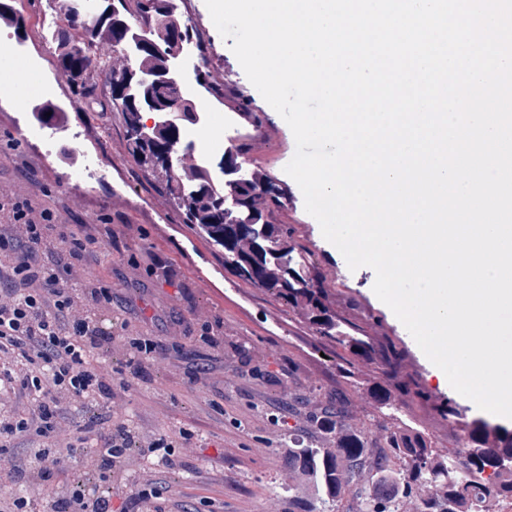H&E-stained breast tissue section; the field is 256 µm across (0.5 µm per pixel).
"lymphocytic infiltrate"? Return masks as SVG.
<instances>
[{
	"mask_svg": "<svg viewBox=\"0 0 512 512\" xmlns=\"http://www.w3.org/2000/svg\"><path fill=\"white\" fill-rule=\"evenodd\" d=\"M105 245L0 184V455L27 449L24 466L0 471V512H112L116 490L129 492L131 512H166L155 467L133 451L157 453L156 466L170 468L177 449L195 443L192 430H158L123 411L171 347L108 318L112 285L90 271ZM108 348L123 353L121 370L97 358ZM95 407L106 411L100 423L73 421V411ZM81 449L95 486L63 476Z\"/></svg>",
	"mask_w": 512,
	"mask_h": 512,
	"instance_id": "f902f5d3",
	"label": "lymphocytic infiltrate"
}]
</instances>
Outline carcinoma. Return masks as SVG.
Segmentation results:
<instances>
[{
	"mask_svg": "<svg viewBox=\"0 0 512 512\" xmlns=\"http://www.w3.org/2000/svg\"><path fill=\"white\" fill-rule=\"evenodd\" d=\"M61 25L56 41L72 57L76 75L66 76L75 97L86 101L85 85L106 74L109 86H126L120 95L110 94L112 111L123 116L127 157L165 183L169 194L185 208L188 224L198 225L218 247L233 259L226 266L245 281L264 288L293 308L305 307L311 328L320 336L354 349L371 350L359 337L360 329L343 323L328 313L322 280L308 250L298 244L290 227L278 224L274 214L283 206L279 188L256 175L246 173L238 179L236 164L245 155V146L224 156L223 181L235 185L238 206L224 208V196L214 192L213 169L201 162L189 147L175 162H170L164 146L180 131V126L195 121L197 109L186 108L185 97L177 84L142 86L130 81L128 58L112 50V41L126 30L129 19L154 28L156 35L136 49V57L154 61L156 71L165 66L166 57L175 54L187 36V28L157 35L167 23L169 0H120L105 18L91 25L70 8V0H58ZM175 101L181 111L180 125L167 121L157 124V133L142 138L137 134L139 113L145 106L164 109ZM267 248L285 261L290 277L281 274L282 266L265 260L254 263L259 250ZM344 400L319 403L306 415L305 433L294 438L290 458L295 471L305 474L313 502L325 512H336L342 499L353 493L352 482L362 483L358 493L372 496L357 502L347 512H493L496 502L512 495V431L476 420L465 442V451L444 458L428 448L418 435L389 430L383 426H354L350 443L336 450L322 447L324 423L342 424ZM408 464L397 469L393 461Z\"/></svg>",
	"mask_w": 512,
	"mask_h": 512,
	"instance_id": "cac0c4a2",
	"label": "carcinoma"
}]
</instances>
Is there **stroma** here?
I'll return each instance as SVG.
<instances>
[{
  "label": "stroma",
  "mask_w": 512,
  "mask_h": 512,
  "mask_svg": "<svg viewBox=\"0 0 512 512\" xmlns=\"http://www.w3.org/2000/svg\"><path fill=\"white\" fill-rule=\"evenodd\" d=\"M15 25L0 26V39L25 43V59L0 61V181L19 195L41 187V198L65 224L83 225L85 232L111 239L97 255L93 275L112 283V313L129 319L140 332L164 337L172 320L193 323L196 316L224 321V339L211 347L195 338L177 342L172 364L150 370L148 390L132 396L130 413L158 429L179 427L197 434L194 448L182 462L159 473L167 490L170 512H196L209 503L212 512H308L307 490L291 487L288 436L300 431L287 407L294 395L315 402L344 393L350 423L398 425L421 435L440 455L459 452L473 419L480 412L456 399L439 382L401 321L374 297L375 272L363 266L350 270L345 258L322 235L304 207V197L285 167L296 143L283 118L263 99L213 23L193 28L191 59L214 76L238 71V91L263 110L278 137L250 150L244 164L259 169L292 197L281 208L278 223L293 227L296 240L308 249L326 288L324 303L336 318L359 328L373 351L352 348L317 335L305 313L294 310L271 292L257 288L224 264V252L196 225L185 223L181 210L152 176L129 161L119 113L102 108L69 112V143L93 157L102 174L92 182L74 175L75 165L48 156L24 131V114L11 99L8 84L22 71L31 92L55 87L58 99L71 104L73 93L55 64V47L46 37L45 17L57 12L55 0H13ZM197 99L205 102L208 130L232 136L234 143L252 142L254 131L207 84L194 80ZM155 253L180 271L181 287L159 286L128 279L130 255ZM395 343L400 357L394 367L377 350ZM207 363L222 373L218 387L193 382L197 365ZM218 409L207 407V400ZM456 408L455 418L443 406Z\"/></svg>",
  "instance_id": "35a3bbf8"
}]
</instances>
